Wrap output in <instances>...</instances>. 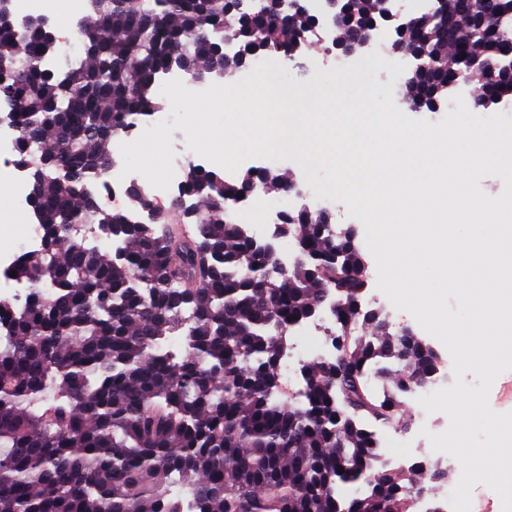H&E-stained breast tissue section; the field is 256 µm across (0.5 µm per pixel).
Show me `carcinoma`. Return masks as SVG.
<instances>
[{
  "label": "carcinoma",
  "mask_w": 512,
  "mask_h": 512,
  "mask_svg": "<svg viewBox=\"0 0 512 512\" xmlns=\"http://www.w3.org/2000/svg\"><path fill=\"white\" fill-rule=\"evenodd\" d=\"M467 2L461 14L457 0H432L393 34L416 61L409 105L437 108L480 76L478 58L497 70L481 76L477 101L512 99V0ZM5 10L0 99L50 239L14 263L24 303L0 301V512H184L176 484L194 512H409L414 478L376 470L380 444L359 420H393L405 385L431 383L437 354L362 311L365 261L351 235L318 211L288 213L303 260L273 278V260L228 212L256 180L281 188L277 175L230 183L190 167L168 206L131 189L144 220L103 208L91 190L109 173L113 136L166 108L160 73L204 79L290 57L318 18L282 0H90L84 57L56 72L43 57L57 41L11 0ZM337 14L346 35L385 21L377 0H337ZM103 226L123 230L122 257L96 244L112 239ZM332 290L345 346L334 362L302 365L297 402L278 362L289 329ZM359 318L369 330L353 336ZM175 332L178 358L162 347ZM370 370L387 382L381 397ZM356 480L367 491L349 499Z\"/></svg>",
  "instance_id": "obj_1"
}]
</instances>
